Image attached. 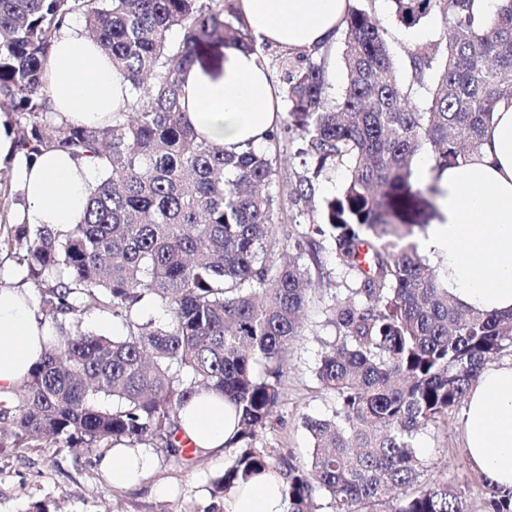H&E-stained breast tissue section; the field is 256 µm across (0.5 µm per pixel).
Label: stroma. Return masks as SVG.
<instances>
[{
	"label": "stroma",
	"instance_id": "obj_1",
	"mask_svg": "<svg viewBox=\"0 0 512 512\" xmlns=\"http://www.w3.org/2000/svg\"><path fill=\"white\" fill-rule=\"evenodd\" d=\"M354 6L372 13L384 30L386 42L396 61L397 76L408 83L407 51L415 44L441 36L447 21L433 11L413 27L400 23L390 0H353ZM287 163L279 171L280 181L300 175L313 178L314 205L341 190L347 172L338 168L315 173L313 164L294 159V148L284 144ZM21 184L12 159L0 161V239L22 209L17 201ZM301 265L312 281L300 332L288 348L283 364L282 402L272 421L257 436V446L278 448L306 462L313 445L305 427L306 419L331 415L334 396L322 388L316 368L335 331L324 323L322 307L334 294L345 293L350 282L346 270L334 258L324 257L315 265L302 257ZM461 408L422 430L416 441L421 485L445 482L461 491L472 512H480L487 493L483 477L472 469L466 452ZM152 469L133 488L113 487L101 467L96 451H75L47 446L27 453L0 455V512H30L34 503H48L51 512H223L224 501L211 497L208 481L223 472L233 449H225L181 463L169 460L160 449H151Z\"/></svg>",
	"mask_w": 512,
	"mask_h": 512
}]
</instances>
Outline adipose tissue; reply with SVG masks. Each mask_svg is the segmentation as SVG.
<instances>
[{
  "label": "adipose tissue",
  "instance_id": "ef3b65f1",
  "mask_svg": "<svg viewBox=\"0 0 512 512\" xmlns=\"http://www.w3.org/2000/svg\"><path fill=\"white\" fill-rule=\"evenodd\" d=\"M350 3L239 0V7L260 42L310 50L334 41ZM184 91L187 117L196 131L229 149L264 145L277 119L273 78L255 52L225 49L223 70L216 77L193 66ZM46 94L67 120L91 125L123 108L129 87L98 44L67 29L49 61ZM17 164L27 223L63 229L80 223L98 176L92 162L53 151L34 163L21 158ZM438 177L444 192L441 220L428 226L420 248L436 260L442 283L463 306L512 311V99L498 104L480 149ZM48 335L25 292L0 288V402L9 400L28 377ZM462 421L473 468L488 485L512 489V361L482 372L467 393ZM179 426L203 454L222 448L235 430L223 401L204 391L181 411ZM101 466L113 485L126 487L138 483L152 461L118 446ZM285 487L280 475L255 476L225 499V512H286Z\"/></svg>",
  "mask_w": 512,
  "mask_h": 512
}]
</instances>
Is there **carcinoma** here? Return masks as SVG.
I'll use <instances>...</instances> for the list:
<instances>
[{"label": "carcinoma", "instance_id": "obj_1", "mask_svg": "<svg viewBox=\"0 0 512 512\" xmlns=\"http://www.w3.org/2000/svg\"><path fill=\"white\" fill-rule=\"evenodd\" d=\"M392 4L406 26L440 4L448 17L439 39L408 51L409 85L397 80L383 30L352 7L340 98L328 103L332 45L295 53L281 70L296 125L274 127L262 150L236 152L200 136L183 101V75L204 46L256 50L236 0H0V113L15 152L31 162L65 150L100 170L80 224L21 221L4 240L57 332L0 407V453L149 445L183 462L179 413L204 389L237 418L226 447L239 453L213 479L214 498L272 471L286 480L288 512H318L319 495L331 512H469L454 487L418 484L416 437L512 350V312L461 306L419 253L425 225L402 215L420 201L421 149L435 169L458 165L512 99V0H497L485 21L473 0ZM76 16L129 82L125 108L96 125L67 121L44 90L56 40ZM293 130L317 171H348L322 223L310 225L326 245L306 232L278 235L313 194L305 175L271 190ZM325 252L352 287L323 308L338 339L316 376L336 407L306 421L313 452L299 463L255 440L282 399L283 355L312 289L298 260L319 264ZM150 302L167 308L165 325L139 320ZM87 311L124 320L127 334L83 331ZM485 512H512V491L490 488Z\"/></svg>", "mask_w": 512, "mask_h": 512}]
</instances>
